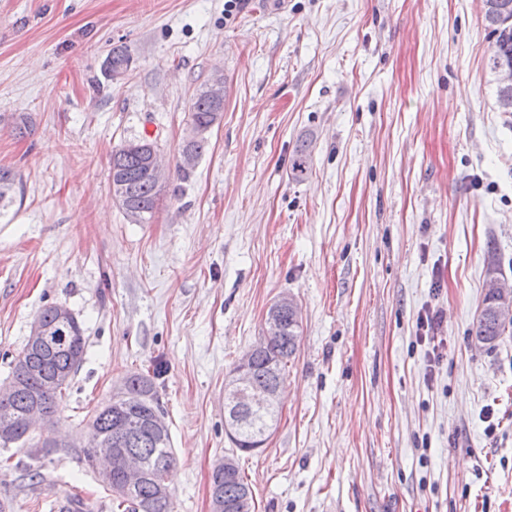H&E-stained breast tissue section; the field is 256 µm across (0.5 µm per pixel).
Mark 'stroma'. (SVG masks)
I'll use <instances>...</instances> for the list:
<instances>
[{"label":"stroma","mask_w":512,"mask_h":512,"mask_svg":"<svg viewBox=\"0 0 512 512\" xmlns=\"http://www.w3.org/2000/svg\"><path fill=\"white\" fill-rule=\"evenodd\" d=\"M224 2L0 0V167L20 181L0 213V385L44 306L69 307L86 339L50 453L0 450V504L112 512L70 442L149 372L174 512H212L227 455L254 512H512V334L471 337L488 256L512 282V113L484 0ZM119 46L132 64L113 79ZM216 71L224 112L202 156L150 223L130 222L113 150L149 124L176 159ZM285 293L298 350L268 439L243 453L224 388ZM309 145L304 142L296 147L293 152L290 164L291 176L296 181H301L308 174L310 169Z\"/></svg>","instance_id":"1"}]
</instances>
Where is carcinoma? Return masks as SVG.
I'll return each instance as SVG.
<instances>
[{"mask_svg": "<svg viewBox=\"0 0 512 512\" xmlns=\"http://www.w3.org/2000/svg\"><path fill=\"white\" fill-rule=\"evenodd\" d=\"M496 4V9H486L484 23L490 45L487 55V67L495 72L500 61L512 63V26L506 20L512 19V0H484V3ZM131 56L121 47L112 49L107 60L108 74L116 71L127 72L131 66ZM191 125L194 130H208L219 122L224 112V101L213 98L208 87H203L193 97L191 106ZM155 143L145 137L129 140L112 153L110 175L111 182L121 181L125 184L129 209L135 214L133 223H148L157 206L160 190L153 181L147 165L146 153ZM310 169L309 145L302 143L293 152L290 164L291 176L301 181ZM18 184L17 174L8 168H0V209L13 203ZM282 331L279 337L270 341L263 350L254 357L251 366V384L279 392L283 383L288 361L298 350L301 323L287 310L280 313ZM76 349L85 352V336L81 322L74 318L68 322L66 329ZM512 333V318L503 320L492 313H479L472 329L475 341L490 348L502 336ZM21 355L32 362V367L25 373L12 368L11 379L18 389L6 397L0 398V418L6 417L16 426L15 436L10 442L0 440V447L9 444H26L31 440L26 423V413L33 400L38 396L47 417L56 415L59 399L71 380L60 381L55 386L46 384V380L71 369V354L66 350L54 352L45 348L32 352L23 348ZM125 391L130 398L119 404L113 399L95 409L94 414L100 429L107 433L112 427L113 414L121 410L147 422L154 413L163 412L157 390L151 378L142 374L131 375L126 383ZM276 410L258 418L254 423L236 428L228 433L231 442L241 451H251L261 447L275 420ZM123 447L139 452L145 459L148 469L153 473L167 475L174 457L170 433L157 435L147 428H141L123 440ZM220 488L224 502L234 505L233 512H252L251 499L244 498L248 484L240 472L232 476L212 474L211 488ZM151 508V512H173L171 491L159 494L158 486L152 479L145 480L135 492L133 499H119L118 506L126 507L129 512H139L141 506Z\"/></svg>", "mask_w": 512, "mask_h": 512, "instance_id": "carcinoma-1", "label": "carcinoma"}]
</instances>
